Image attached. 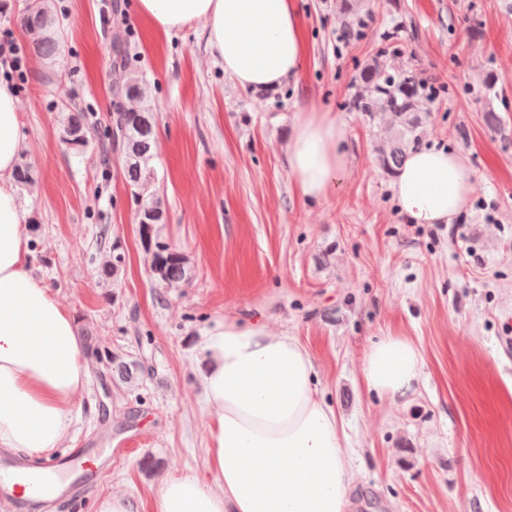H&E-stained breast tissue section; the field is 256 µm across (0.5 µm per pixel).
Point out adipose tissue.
Returning <instances> with one entry per match:
<instances>
[{
  "label": "adipose tissue",
  "mask_w": 512,
  "mask_h": 512,
  "mask_svg": "<svg viewBox=\"0 0 512 512\" xmlns=\"http://www.w3.org/2000/svg\"><path fill=\"white\" fill-rule=\"evenodd\" d=\"M153 31L201 22L210 54L243 89L272 90L297 75L306 43L297 0H135ZM24 139L14 84L0 78V448L54 453L86 383V351L70 312L32 271L30 230L15 174ZM346 130L327 112L296 113L286 162L302 200L335 194L347 169ZM473 171L458 152L413 150L393 182L409 224H448L468 204ZM212 483L165 480L153 512H348L356 479L313 358L265 322L227 318L196 345ZM421 354L386 336L363 361L367 386L396 400L412 391Z\"/></svg>",
  "instance_id": "adipose-tissue-1"
}]
</instances>
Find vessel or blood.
<instances>
[{"instance_id": "1", "label": "vessel or blood", "mask_w": 512, "mask_h": 512, "mask_svg": "<svg viewBox=\"0 0 512 512\" xmlns=\"http://www.w3.org/2000/svg\"><path fill=\"white\" fill-rule=\"evenodd\" d=\"M81 470L86 477H97L101 470L100 454L90 448L76 449L69 458L57 457L17 460L0 464V501L16 506L17 489L29 487L40 493H56L69 470Z\"/></svg>"}]
</instances>
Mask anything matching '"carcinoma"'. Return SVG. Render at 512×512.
Segmentation results:
<instances>
[{
    "label": "carcinoma",
    "mask_w": 512,
    "mask_h": 512,
    "mask_svg": "<svg viewBox=\"0 0 512 512\" xmlns=\"http://www.w3.org/2000/svg\"><path fill=\"white\" fill-rule=\"evenodd\" d=\"M47 22L46 12L38 11L24 19V27L35 35L33 49L43 56H53L57 53L55 42L36 36ZM113 71L116 76V94L129 101L143 98L142 76L130 70L128 63L113 62ZM360 79L364 94L354 102L355 109L371 116L376 112H390L398 120L394 134L380 148L383 165L392 170L404 162L419 140L418 112L422 108V99L418 84L412 76L404 73L390 74L379 64L364 70ZM91 135L93 128L85 115L73 109L63 127L64 143L70 144V137L73 136L85 148L91 143ZM111 137L121 147L126 180L139 206V221L145 223L148 236L155 240V250L150 253L151 275L166 288H184L192 281L189 259L156 236L157 225L164 223L165 204L162 197L150 191L153 175L151 162L155 156L156 143L153 108L127 109L121 104L117 105L112 113ZM124 262L125 256L117 248H112V256L100 266L101 275L117 276Z\"/></svg>",
    "instance_id": "obj_1"
}]
</instances>
